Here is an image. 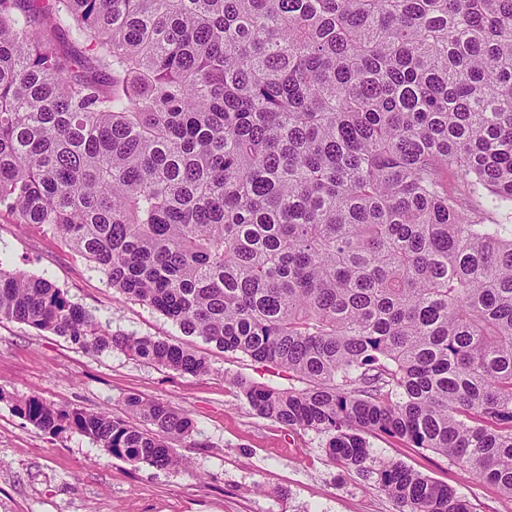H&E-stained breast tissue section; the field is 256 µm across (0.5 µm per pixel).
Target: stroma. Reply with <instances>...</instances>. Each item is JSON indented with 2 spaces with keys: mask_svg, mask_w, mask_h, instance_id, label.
I'll return each mask as SVG.
<instances>
[{
  "mask_svg": "<svg viewBox=\"0 0 512 512\" xmlns=\"http://www.w3.org/2000/svg\"><path fill=\"white\" fill-rule=\"evenodd\" d=\"M0 268L42 277L112 334L187 345L206 358L193 375L147 364L120 350L84 352L67 338L0 320V512H399L377 477L325 452V436L259 415L232 378L287 389L294 380L185 335L160 312L112 288L106 276L45 224L0 211ZM136 394L187 414L194 431L176 446L189 472H164L111 456L73 430L50 435L21 419L17 400L125 417ZM370 455L447 485L472 512H512V500L448 457L403 439H371Z\"/></svg>",
  "mask_w": 512,
  "mask_h": 512,
  "instance_id": "obj_1",
  "label": "stroma"
}]
</instances>
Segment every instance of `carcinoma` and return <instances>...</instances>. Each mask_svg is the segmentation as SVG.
<instances>
[{"label":"carcinoma","mask_w":512,"mask_h":512,"mask_svg":"<svg viewBox=\"0 0 512 512\" xmlns=\"http://www.w3.org/2000/svg\"><path fill=\"white\" fill-rule=\"evenodd\" d=\"M507 207L512 0H0V210L184 334L294 373L305 388L232 384L348 468L383 433L512 499ZM0 319L209 369L20 271L0 268ZM126 409L148 427L15 405L49 434L186 468L187 417L137 395ZM377 481L400 512H470L401 463Z\"/></svg>","instance_id":"1"}]
</instances>
